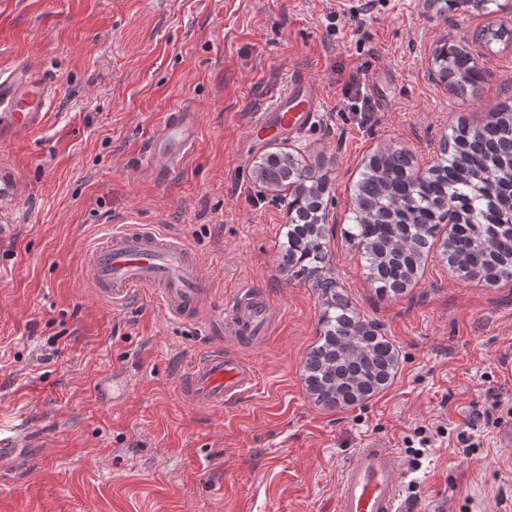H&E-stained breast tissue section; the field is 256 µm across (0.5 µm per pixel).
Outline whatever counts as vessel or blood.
<instances>
[{"mask_svg":"<svg viewBox=\"0 0 512 512\" xmlns=\"http://www.w3.org/2000/svg\"><path fill=\"white\" fill-rule=\"evenodd\" d=\"M51 80L34 75L24 65L0 74V141L19 138L44 119L53 94ZM319 92L307 78L297 79L273 106L277 130L296 136L317 117ZM198 133L195 113L170 114L161 133L151 141L146 161L164 174L176 166ZM83 277L104 301L121 305L141 291H156L175 319H207L216 338L253 344L264 336L271 320L267 299L252 290L240 293L222 316L210 304L212 285L195 253L180 238L154 225L128 226L105 234L91 249ZM252 366L238 354L213 347L190 367L182 390L197 405H223L250 386ZM398 460L380 442L361 449L343 473L336 512H403Z\"/></svg>","mask_w":512,"mask_h":512,"instance_id":"b4317fda","label":"vessel or blood"}]
</instances>
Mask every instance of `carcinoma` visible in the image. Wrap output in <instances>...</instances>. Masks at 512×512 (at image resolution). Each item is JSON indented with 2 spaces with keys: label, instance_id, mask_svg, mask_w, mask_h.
Here are the masks:
<instances>
[{
  "label": "carcinoma",
  "instance_id": "cac0c4a2",
  "mask_svg": "<svg viewBox=\"0 0 512 512\" xmlns=\"http://www.w3.org/2000/svg\"><path fill=\"white\" fill-rule=\"evenodd\" d=\"M461 57L453 45L436 56L440 79L450 87L480 80L475 65L460 66ZM256 174L270 187L288 189L284 270L314 279L326 296L321 336L304 363L306 391L324 408L360 402L393 377L396 355L389 340L366 331L349 300L336 293V281L321 274L327 179L290 153L266 157ZM351 221L344 234L361 248L367 277L382 293L399 295L417 280L442 224L451 225L443 259L462 278L490 285L512 278V103H499L480 126L458 127L424 174L406 152L378 151L356 185Z\"/></svg>",
  "mask_w": 512,
  "mask_h": 512
}]
</instances>
